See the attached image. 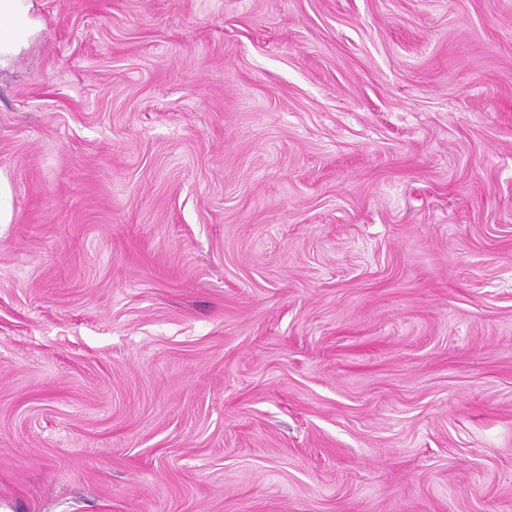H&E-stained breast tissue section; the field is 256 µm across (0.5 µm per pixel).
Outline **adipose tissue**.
I'll list each match as a JSON object with an SVG mask.
<instances>
[{"instance_id": "ef3b65f1", "label": "adipose tissue", "mask_w": 512, "mask_h": 512, "mask_svg": "<svg viewBox=\"0 0 512 512\" xmlns=\"http://www.w3.org/2000/svg\"><path fill=\"white\" fill-rule=\"evenodd\" d=\"M43 28L34 0H0V69L28 51Z\"/></svg>"}]
</instances>
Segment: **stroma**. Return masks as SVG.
Masks as SVG:
<instances>
[{"label":"stroma","mask_w":512,"mask_h":512,"mask_svg":"<svg viewBox=\"0 0 512 512\" xmlns=\"http://www.w3.org/2000/svg\"><path fill=\"white\" fill-rule=\"evenodd\" d=\"M37 8L0 512H512V0Z\"/></svg>","instance_id":"1"}]
</instances>
